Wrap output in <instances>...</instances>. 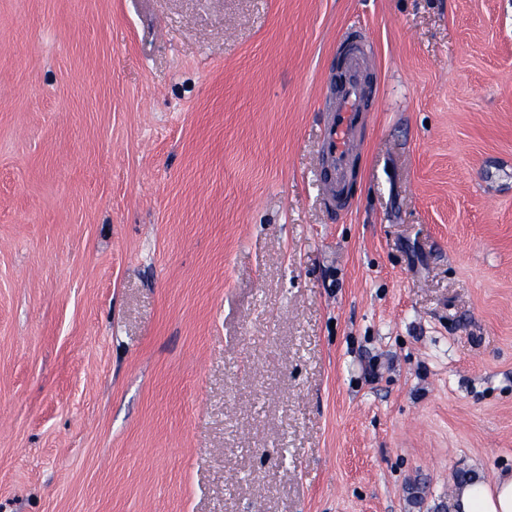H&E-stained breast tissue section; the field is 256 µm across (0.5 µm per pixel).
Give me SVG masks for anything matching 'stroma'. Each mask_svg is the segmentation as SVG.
<instances>
[{
  "label": "stroma",
  "mask_w": 512,
  "mask_h": 512,
  "mask_svg": "<svg viewBox=\"0 0 512 512\" xmlns=\"http://www.w3.org/2000/svg\"><path fill=\"white\" fill-rule=\"evenodd\" d=\"M0 414V512H446L512 471V0H0ZM337 48L342 59L339 88L324 114L320 172L328 205L342 212L354 202L349 185L361 152L356 135L370 112L371 101L364 72L367 40L361 32L351 29L341 35Z\"/></svg>",
  "instance_id": "obj_1"
}]
</instances>
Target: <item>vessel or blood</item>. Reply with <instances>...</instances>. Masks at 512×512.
<instances>
[{
	"mask_svg": "<svg viewBox=\"0 0 512 512\" xmlns=\"http://www.w3.org/2000/svg\"><path fill=\"white\" fill-rule=\"evenodd\" d=\"M367 48L361 32L351 29L341 35L339 88L323 119L320 172L326 201L339 212L349 210L354 202L349 185L361 151L357 131L371 109L364 72Z\"/></svg>",
	"mask_w": 512,
	"mask_h": 512,
	"instance_id": "obj_1",
	"label": "vessel or blood"
}]
</instances>
